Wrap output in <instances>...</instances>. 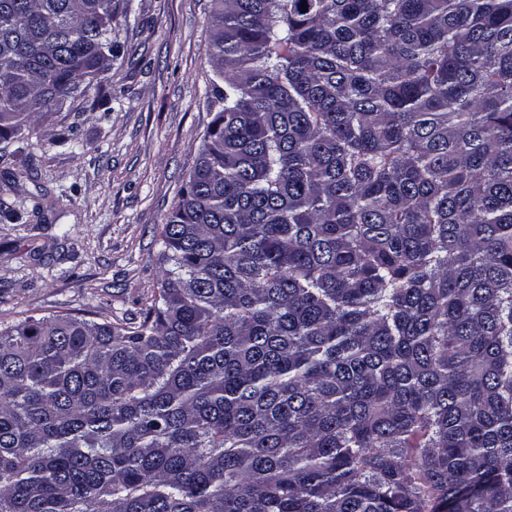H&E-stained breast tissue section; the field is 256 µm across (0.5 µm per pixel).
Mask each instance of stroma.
<instances>
[{"mask_svg":"<svg viewBox=\"0 0 512 512\" xmlns=\"http://www.w3.org/2000/svg\"><path fill=\"white\" fill-rule=\"evenodd\" d=\"M210 0H132L82 106L0 141V322L139 321L161 228L215 116Z\"/></svg>","mask_w":512,"mask_h":512,"instance_id":"35a3bbf8","label":"stroma"}]
</instances>
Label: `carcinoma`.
Wrapping results in <instances>:
<instances>
[{"instance_id":"obj_1","label":"carcinoma","mask_w":512,"mask_h":512,"mask_svg":"<svg viewBox=\"0 0 512 512\" xmlns=\"http://www.w3.org/2000/svg\"><path fill=\"white\" fill-rule=\"evenodd\" d=\"M211 3L139 322L0 325V512H512V0ZM130 5L0 0L1 140Z\"/></svg>"}]
</instances>
